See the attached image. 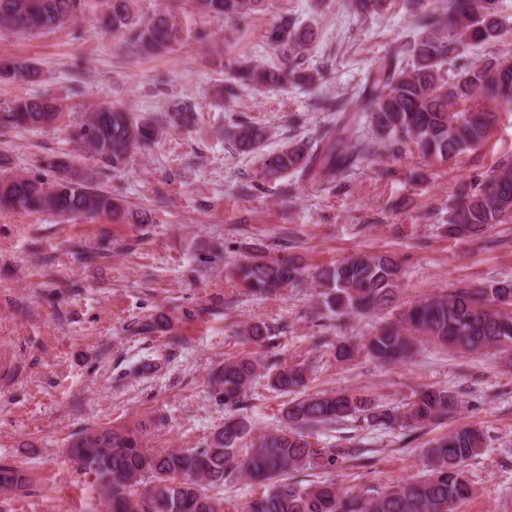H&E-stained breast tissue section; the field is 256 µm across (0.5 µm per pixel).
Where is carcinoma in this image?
Instances as JSON below:
<instances>
[{"mask_svg": "<svg viewBox=\"0 0 512 512\" xmlns=\"http://www.w3.org/2000/svg\"><path fill=\"white\" fill-rule=\"evenodd\" d=\"M195 8L214 19L243 18L262 10L264 0H193ZM388 0H354L364 15L387 10ZM416 17V32L398 49L379 59L351 109L328 101L336 113L315 141L299 139L266 155L263 168L277 178L292 174L311 183L323 178L339 186L351 169L383 152L396 156L406 148L424 159L448 160L480 146L488 137L501 106H512V56H488L460 67L445 78L444 66L475 44L502 36L498 0H407ZM85 0H0V27L26 34L51 29L83 13ZM99 23L107 30L132 31L130 50L163 54L183 40L175 17L164 11L141 20L130 0H111ZM314 33L284 16L268 40L279 64L238 60L224 84V96L241 89L263 90L288 83H311L306 66ZM39 69L21 59L0 58V86L34 83ZM59 107L49 99L17 98L0 110V127L32 129L54 122ZM192 106L174 103L159 118L134 117L121 108H102L72 133L73 140L106 167L121 164L134 150L153 142L161 125L187 126ZM229 138L243 154L257 151L268 131L237 121ZM53 179L0 173V208L50 211L63 218L107 215L119 209L112 196L78 176L67 160L53 165ZM512 222V159L495 166V175L474 178L459 187L448 211V235L481 237L498 224ZM242 288L256 295L279 293L309 277L321 304L336 319L377 314L398 302L402 265L389 253L358 254L313 271L295 256L268 260L252 256L232 271ZM242 334L259 343L271 340L263 322L247 324ZM419 344L474 354L487 349L512 353V280L492 281L480 288L460 284L444 294L422 298L401 309L399 318L379 325L359 341L342 339L336 360L351 362L364 355L381 364L409 359ZM308 367L303 363H267L262 357L228 359L210 374L208 393L228 411L224 424L204 448L147 446L146 423L87 428L66 444V458L76 470L94 477L105 512H224V486L247 481L263 488L247 504V512H454L470 497L473 484L467 462L486 445L484 431L464 425L427 450L429 473L402 481L375 495L342 489L334 480L305 484L304 470L331 471L344 460L363 458L364 450L346 436L321 443L315 432L348 421L372 429L413 432L440 420L458 406L446 388L417 392L402 410L367 394L348 390L304 394ZM284 396L281 425L254 433L240 404L254 381ZM33 483L30 468L0 461V492L15 494ZM148 485L144 491L139 486Z\"/></svg>", "mask_w": 512, "mask_h": 512, "instance_id": "obj_1", "label": "carcinoma"}]
</instances>
